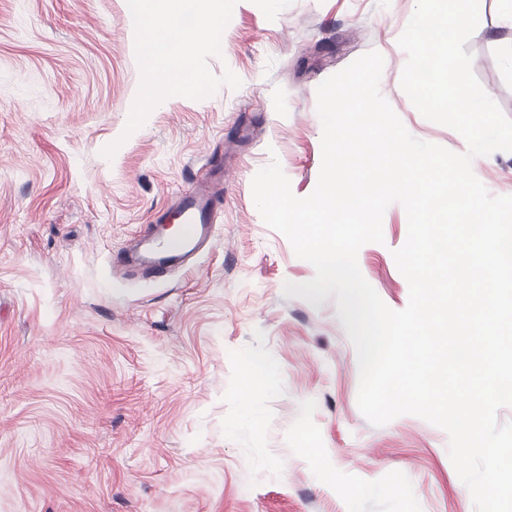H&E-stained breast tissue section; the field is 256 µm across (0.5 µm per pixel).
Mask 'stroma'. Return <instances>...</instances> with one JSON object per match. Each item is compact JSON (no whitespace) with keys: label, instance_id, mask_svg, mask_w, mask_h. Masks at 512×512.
<instances>
[{"label":"stroma","instance_id":"35a3bbf8","mask_svg":"<svg viewBox=\"0 0 512 512\" xmlns=\"http://www.w3.org/2000/svg\"><path fill=\"white\" fill-rule=\"evenodd\" d=\"M416 3L224 0L222 50L140 112L143 78L169 72L141 54L125 0H0V512H475L443 429L363 416L334 298L284 296L315 270L252 197L274 160L295 196L313 192L316 89L372 50L408 132L463 152L400 85ZM479 6L465 49L512 118V27L496 0ZM213 164L226 173L215 248L161 277L112 268ZM472 169L491 195H512V153ZM407 232L391 204L383 243L357 255L396 311ZM247 362L269 367L254 394Z\"/></svg>","mask_w":512,"mask_h":512}]
</instances>
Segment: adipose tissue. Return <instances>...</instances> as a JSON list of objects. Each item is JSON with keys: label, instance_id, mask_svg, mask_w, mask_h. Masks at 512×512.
<instances>
[{"label": "adipose tissue", "instance_id": "obj_1", "mask_svg": "<svg viewBox=\"0 0 512 512\" xmlns=\"http://www.w3.org/2000/svg\"><path fill=\"white\" fill-rule=\"evenodd\" d=\"M224 0H208V18L203 32L183 31L176 12L164 10L141 26L139 46L149 60L167 64L184 63L223 46Z\"/></svg>", "mask_w": 512, "mask_h": 512}]
</instances>
